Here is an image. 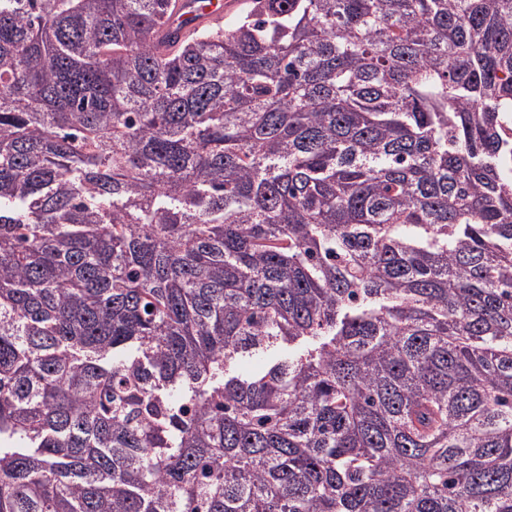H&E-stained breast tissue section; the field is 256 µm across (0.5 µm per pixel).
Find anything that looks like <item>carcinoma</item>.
Listing matches in <instances>:
<instances>
[{"mask_svg": "<svg viewBox=\"0 0 512 512\" xmlns=\"http://www.w3.org/2000/svg\"><path fill=\"white\" fill-rule=\"evenodd\" d=\"M169 11L0 0V512H512V0ZM233 1V2H232ZM201 0L197 5L199 6V19L196 24L198 27L217 25L224 22V19H233L239 13L238 7L243 3V0ZM231 8H236L232 14L227 16ZM224 16H227L224 18Z\"/></svg>", "mask_w": 512, "mask_h": 512, "instance_id": "obj_1", "label": "carcinoma"}]
</instances>
